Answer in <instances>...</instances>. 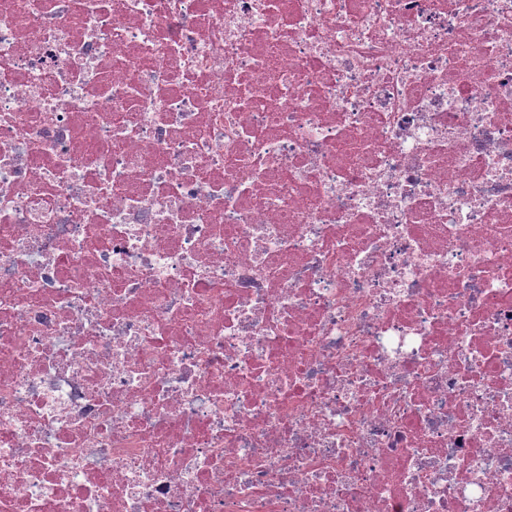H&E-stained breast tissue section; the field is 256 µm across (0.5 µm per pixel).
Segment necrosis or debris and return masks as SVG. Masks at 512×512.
I'll return each mask as SVG.
<instances>
[{
    "mask_svg": "<svg viewBox=\"0 0 512 512\" xmlns=\"http://www.w3.org/2000/svg\"><path fill=\"white\" fill-rule=\"evenodd\" d=\"M0 512H512V0H0Z\"/></svg>",
    "mask_w": 512,
    "mask_h": 512,
    "instance_id": "necrosis-or-debris-1",
    "label": "necrosis or debris"
}]
</instances>
